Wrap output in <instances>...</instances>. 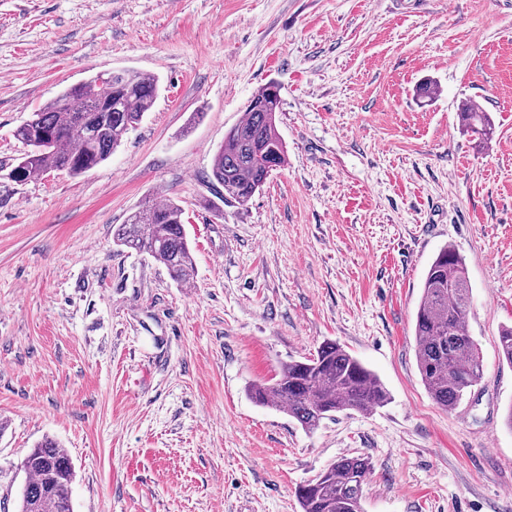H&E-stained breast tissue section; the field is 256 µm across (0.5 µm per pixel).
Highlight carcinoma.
I'll return each mask as SVG.
<instances>
[{"instance_id":"1","label":"carcinoma","mask_w":512,"mask_h":512,"mask_svg":"<svg viewBox=\"0 0 512 512\" xmlns=\"http://www.w3.org/2000/svg\"><path fill=\"white\" fill-rule=\"evenodd\" d=\"M159 92L156 76L119 70L103 79L72 85L32 113L34 122L17 127L15 136L28 150L10 165L9 179L26 183L51 171L81 175L108 160L124 137L152 109ZM279 89L261 87L242 119L224 134L212 158L210 180L224 189L221 198L247 204L271 173L286 163V149L276 126L281 111ZM483 144L492 135L486 112L459 113ZM183 210L168 199L129 215L116 227L113 243L163 264L179 285L193 279L194 258L184 232ZM470 283L463 257L443 246L425 274L414 321L416 364L434 403L454 410L482 378V356L470 334L467 316ZM499 357L512 365V327L499 335ZM251 399L282 409L310 431L347 411L368 412L388 399L380 379L339 343L323 342L311 358L283 364L271 383L254 384ZM25 484L18 512H73L75 472L67 452L52 439L33 448L23 461ZM369 459L342 457L300 485L301 512H364Z\"/></svg>"}]
</instances>
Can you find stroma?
Masks as SVG:
<instances>
[{
	"label": "stroma",
	"instance_id": "obj_1",
	"mask_svg": "<svg viewBox=\"0 0 512 512\" xmlns=\"http://www.w3.org/2000/svg\"><path fill=\"white\" fill-rule=\"evenodd\" d=\"M159 96L105 163L24 184L0 171V512L43 438L74 512H300L299 485L368 457L364 512H512V0H0V164L15 130L104 70ZM431 81L436 93L418 100ZM273 83L284 167L246 205L211 158ZM485 98L479 146L458 113ZM176 200L178 285L112 227ZM463 256L483 375L452 411L417 370L439 249ZM333 340L388 403L308 432L246 389Z\"/></svg>",
	"mask_w": 512,
	"mask_h": 512
}]
</instances>
